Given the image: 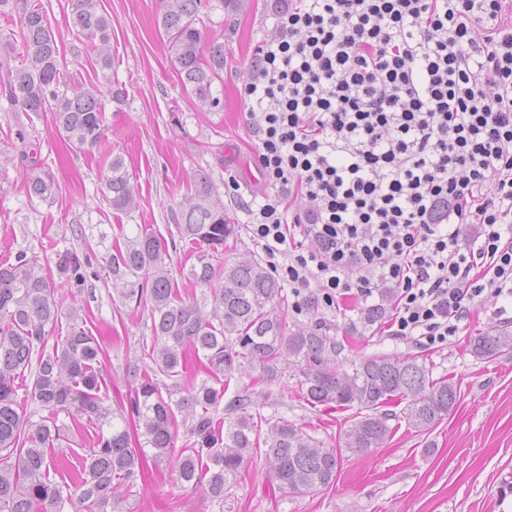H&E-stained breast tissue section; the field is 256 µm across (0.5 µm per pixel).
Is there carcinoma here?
Listing matches in <instances>:
<instances>
[{
	"label": "carcinoma",
	"mask_w": 512,
	"mask_h": 512,
	"mask_svg": "<svg viewBox=\"0 0 512 512\" xmlns=\"http://www.w3.org/2000/svg\"><path fill=\"white\" fill-rule=\"evenodd\" d=\"M209 0H161L159 31L168 42L171 61L183 87L203 105L217 109L221 99L212 84L222 79L224 44L201 49L203 35L195 16ZM71 29L95 65L112 69L107 45L112 18L97 9V0H77ZM20 51L0 62V96L23 112H50L60 135L77 149L98 144L105 135L106 102H121L122 90H87L68 96L61 90L67 61L58 48L51 21L40 4L23 2L19 15ZM22 176L30 196L46 200L55 191L52 176L31 163ZM191 196L176 214V227L197 263L187 278L200 294L182 297L173 286L166 260L167 239L142 227L125 246L104 258L115 288L144 305L153 324L151 365L134 378L128 405L110 409L99 367L103 349L89 334L80 309L69 311L67 335H55L62 295L42 273L35 256L24 250L14 261L0 264V512H104L115 490L135 485L148 462L174 459L178 480L205 495L222 499L237 478L250 451L265 447L267 472L279 488L312 494L334 484L342 449L325 448L283 418L261 431L248 417L250 398L228 408L229 423L217 417L224 386L257 366L268 381L284 366L300 367V394L310 405L357 406L347 433L346 448L365 454L392 434V414L384 407L405 403L409 426L427 431L455 408L458 392L446 378L435 379L415 357L373 355L347 369L339 361L341 347L315 324L287 330L279 282L257 262L239 257L213 264L214 255L232 234L224 208L213 202V184L200 173ZM104 195L116 211L133 202L135 186L122 157L112 158ZM59 279L80 291L91 276L92 253H57ZM386 299L361 311L359 321L370 328L389 313ZM201 359L206 379L187 386L165 379L183 374L186 351ZM512 350V331L495 329L473 339L471 351L492 361ZM32 372L31 381L17 380ZM24 390L23 401L18 391ZM86 419L98 428L93 448L81 456L77 479L61 484L51 479L55 464L50 449L65 436L59 415ZM186 423L181 448H176L178 417ZM142 429L141 438L131 423Z\"/></svg>",
	"instance_id": "cac0c4a2"
}]
</instances>
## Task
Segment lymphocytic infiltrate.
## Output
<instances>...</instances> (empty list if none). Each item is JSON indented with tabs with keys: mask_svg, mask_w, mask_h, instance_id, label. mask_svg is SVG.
I'll list each match as a JSON object with an SVG mask.
<instances>
[{
	"mask_svg": "<svg viewBox=\"0 0 512 512\" xmlns=\"http://www.w3.org/2000/svg\"><path fill=\"white\" fill-rule=\"evenodd\" d=\"M242 88L271 191L247 228L309 301L396 293L445 343L512 296V0H276Z\"/></svg>",
	"mask_w": 512,
	"mask_h": 512,
	"instance_id": "1",
	"label": "lymphocytic infiltrate"
}]
</instances>
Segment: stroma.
I'll use <instances>...</instances> for the list:
<instances>
[{"label": "stroma", "instance_id": "35a3bbf8", "mask_svg": "<svg viewBox=\"0 0 512 512\" xmlns=\"http://www.w3.org/2000/svg\"><path fill=\"white\" fill-rule=\"evenodd\" d=\"M38 2L70 61L65 74L70 91L108 80L122 89L123 100L108 103L104 138L83 151L55 133L51 113L13 109L0 97V150L9 158L0 166V261L24 250L36 254L45 268L53 265L56 252L93 249L97 275L88 281L94 297L85 328L106 351L101 359L108 384L105 403L114 408L127 401L133 374L144 370L143 352L153 343V328L148 311L112 286L102 258L113 246L135 236L142 225L167 238L176 235L174 213L194 178L205 173L233 226L224 258L244 253L260 265L269 262L246 231L242 205L262 193L263 186L239 90L251 78V57L273 31L275 0H240L235 10L210 0L196 17L204 41L224 44V73L212 86L223 102L218 111L202 108L183 90L156 24L160 0H99L100 11L112 18V69L105 76L76 54L78 43L68 26L74 0ZM24 155L53 174V198L28 197L19 176ZM115 155L124 158L137 188L134 205L123 212L109 208L102 197ZM232 177L239 184L234 195L226 188ZM361 307L354 298L336 307L319 302L314 309L289 312L288 327L320 324L350 361L380 354L418 357L434 377L448 378L458 389L457 405L447 418L420 433L401 418V406L392 405V436L372 453L345 452L335 484L313 495L279 490L260 453L252 455L220 500L182 486L172 462L151 461L133 488L118 489L122 512H512V352L491 361L471 352L480 333L502 327L512 331V301L483 299L456 336L434 345L391 336L383 324L363 329ZM258 375L254 368L233 378L225 401L250 396L249 414L256 426L284 418L323 447L344 446L355 408L308 405L299 393L297 368H286L263 384ZM59 422L66 439L52 454L69 474L96 434L82 419L63 414Z\"/></svg>", "mask_w": 512, "mask_h": 512}]
</instances>
